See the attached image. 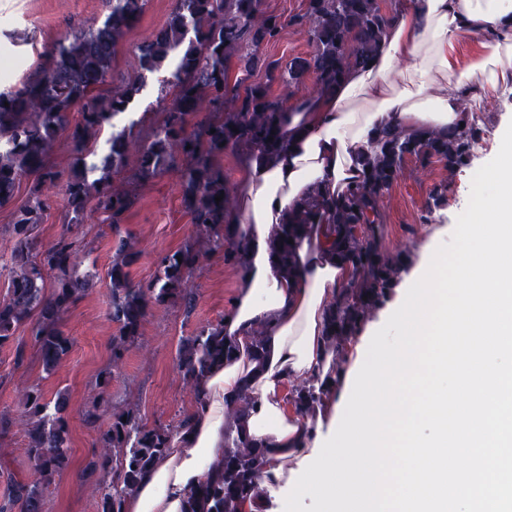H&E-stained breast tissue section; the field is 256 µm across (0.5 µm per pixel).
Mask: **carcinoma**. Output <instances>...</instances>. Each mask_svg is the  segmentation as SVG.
Instances as JSON below:
<instances>
[{
  "instance_id": "carcinoma-1",
  "label": "carcinoma",
  "mask_w": 512,
  "mask_h": 512,
  "mask_svg": "<svg viewBox=\"0 0 512 512\" xmlns=\"http://www.w3.org/2000/svg\"><path fill=\"white\" fill-rule=\"evenodd\" d=\"M145 4L146 0H112L100 24L58 39L39 70L21 87L0 92V206L14 199L22 179H32L28 199L9 225L13 249L0 257V273H6L10 288L8 299L0 302V347L14 340L20 326L32 323L31 335L48 373L71 348L62 329L63 316L96 286L98 275L78 260L81 242L71 229L47 245L38 241L36 229L50 208L44 188L63 185L73 223H81L92 205L117 232L137 202L135 189L112 185V173L125 165L130 148L136 151L132 176L136 185L178 170L182 206L197 238L162 256L146 285L132 280L131 268L139 252L119 238L107 271L110 317L118 327L111 351L112 366L117 367L139 338L150 305L176 303L192 311L195 297L188 282L202 258L220 254L227 263L243 265L245 243L225 223L234 192L224 178L221 157L226 153L239 157L253 145L270 155L282 151L284 143L276 130L285 102L306 90L310 78L314 92L323 94L350 71L366 68L396 19L393 10H382L381 0H308L295 22L308 26L313 52L283 69L279 61L261 52L264 44L277 39L283 24L279 16L260 8V0H175L166 24L140 47V67L148 74L175 63L161 86V92L173 93L165 118L141 144L133 141L130 128L112 133L101 159V176L90 182L85 162L89 138L125 113L142 88L139 83L112 93L105 86L116 46L139 20ZM231 63L237 67L232 84L225 75V66ZM257 73L264 74V80H253ZM277 84H286L291 91L279 95L274 90ZM74 111L77 119L72 121ZM201 112L209 117L198 121ZM61 133L67 134L73 153L66 170L49 162ZM476 136V122L466 111L461 123L446 132L413 136L385 128L377 134L374 151L360 160L362 180L329 206L336 255L353 267L356 279L342 289L326 313L325 340L336 353V377L295 388L293 402L299 412L314 414L330 392L339 390L345 346L387 300L404 266L402 258L388 256L380 248L384 193L411 158L423 167L434 159L450 169L466 164ZM219 195L223 199L217 202ZM322 206L319 194H314L307 207L275 233L280 269L291 271L293 248L288 240L313 223ZM49 276L54 282L48 294ZM236 350L238 346L224 336L223 323L203 326L183 339L178 369L194 389L199 379ZM68 403L64 391L52 401L38 389L26 393L23 406L31 420L28 452L36 477L13 482L11 497L0 505V512H10L17 503L23 512H42L44 489L70 460ZM185 424L182 418L174 427L148 428L129 410L112 414L102 435L104 447L112 452L84 467V472L96 476L101 512H125V495L145 470L168 454L175 433ZM266 465L267 449L227 435L222 470L190 490L185 512H242L245 502L261 495Z\"/></svg>"
}]
</instances>
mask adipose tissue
<instances>
[{"instance_id":"adipose-tissue-1","label":"adipose tissue","mask_w":512,"mask_h":512,"mask_svg":"<svg viewBox=\"0 0 512 512\" xmlns=\"http://www.w3.org/2000/svg\"><path fill=\"white\" fill-rule=\"evenodd\" d=\"M475 40L478 50L461 53ZM510 83L512 0H407L371 67L351 72L327 94H303L290 103L279 126L283 151L244 153L228 222L248 249L224 315V334L239 349L203 379L187 427L169 454L142 474L125 498V512H183L199 479L221 470L224 436L245 391L254 404L239 437L270 449L266 472L274 480H291L318 435L329 434L338 407L330 402L316 421L303 419L291 391L326 378L332 357L325 349V313L355 272L336 256L330 216L299 232L291 276L275 260L274 230L304 208L312 189L330 200L355 185L362 174L358 160L382 128L455 126L465 89L477 87L468 100L479 107ZM257 339L262 347L255 352Z\"/></svg>"}]
</instances>
